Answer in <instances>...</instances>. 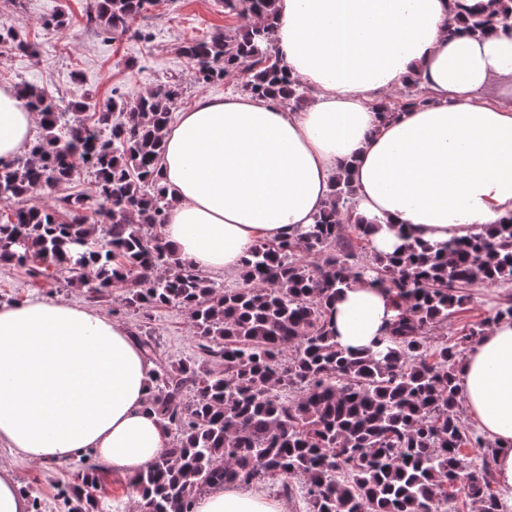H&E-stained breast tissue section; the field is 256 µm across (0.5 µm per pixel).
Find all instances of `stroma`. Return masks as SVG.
Here are the masks:
<instances>
[{
    "label": "stroma",
    "instance_id": "1",
    "mask_svg": "<svg viewBox=\"0 0 512 512\" xmlns=\"http://www.w3.org/2000/svg\"><path fill=\"white\" fill-rule=\"evenodd\" d=\"M90 0H0V19L21 37L36 42V56L6 54L0 56V85L17 86L22 82L47 85L68 97L81 89L92 109L99 107L112 92L130 96L155 90L160 83L176 79L183 88L176 111H184L203 95L221 96L241 93L242 77L230 75L223 81L198 84L194 66L179 48L184 41L209 38L218 31L231 32L240 21L225 14L222 0H159L151 11L131 21L128 31L114 37L103 29L87 25ZM65 12L69 26L56 32L47 22ZM510 285L481 282L466 288V300L455 314L451 330L459 332L492 317L504 301ZM86 305L80 288H32L24 270L0 262V305L26 300L32 295ZM121 289H113L108 301L98 310L122 323L129 332L148 325L160 342L157 359L176 365L201 360L194 329L185 311L178 307L159 308L143 319L140 312L121 302ZM9 468L23 494L51 505L60 486L73 483L76 462L65 465H31L8 449L0 447V467Z\"/></svg>",
    "mask_w": 512,
    "mask_h": 512
}]
</instances>
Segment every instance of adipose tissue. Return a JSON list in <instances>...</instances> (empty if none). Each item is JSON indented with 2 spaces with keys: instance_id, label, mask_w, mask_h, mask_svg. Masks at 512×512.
Listing matches in <instances>:
<instances>
[{
  "instance_id": "adipose-tissue-1",
  "label": "adipose tissue",
  "mask_w": 512,
  "mask_h": 512,
  "mask_svg": "<svg viewBox=\"0 0 512 512\" xmlns=\"http://www.w3.org/2000/svg\"><path fill=\"white\" fill-rule=\"evenodd\" d=\"M454 7L488 12L495 0H275L277 50L315 97L296 110L271 97L204 95L176 113L159 157L170 196L161 235L176 257L237 274L256 243L312 224L340 176L382 253L406 236L444 243L511 215L512 104L484 90L512 72V35L449 33ZM413 78L429 105L381 119L383 93ZM37 119L16 88L0 87L1 163L27 149ZM393 314L388 292L353 283L335 302L338 345L370 348ZM152 370L105 314L40 296L0 306V446L39 465L89 452L132 478L170 442L148 405ZM458 395L495 448L497 490L512 493V322H491L472 345ZM194 512L287 506L221 486Z\"/></svg>"
}]
</instances>
